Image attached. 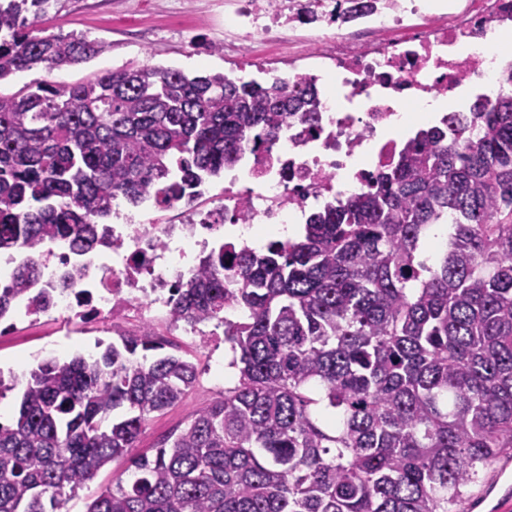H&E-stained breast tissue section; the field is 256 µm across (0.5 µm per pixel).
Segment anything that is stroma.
<instances>
[{"label":"stroma","instance_id":"obj_1","mask_svg":"<svg viewBox=\"0 0 512 512\" xmlns=\"http://www.w3.org/2000/svg\"><path fill=\"white\" fill-rule=\"evenodd\" d=\"M225 0H59L57 11L39 20L37 34L76 32L91 40L107 42V50L92 60L61 69L37 68L0 82V94L9 96L35 81L68 85L94 78L106 71L129 66H163L187 73L221 72L225 69V44H248L254 64L287 56V47L271 48L261 41H244L224 24ZM109 332L71 335L60 342L51 320L22 326L11 339L0 342V362L24 359L25 369L42 360L67 361L77 355H98L110 343ZM180 356L193 361L199 371L195 385L163 413L152 414L143 427L136 453L151 452L172 432L181 430L204 407L224 394V385L236 373L231 348L216 352L210 343L193 340L181 345ZM128 458L114 460L101 469L86 487L67 501L60 512H86V504L118 478L131 479Z\"/></svg>","mask_w":512,"mask_h":512}]
</instances>
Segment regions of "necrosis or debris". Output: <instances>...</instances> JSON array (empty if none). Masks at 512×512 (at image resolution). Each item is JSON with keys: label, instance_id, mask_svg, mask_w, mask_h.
<instances>
[{"label": "necrosis or debris", "instance_id": "1", "mask_svg": "<svg viewBox=\"0 0 512 512\" xmlns=\"http://www.w3.org/2000/svg\"><path fill=\"white\" fill-rule=\"evenodd\" d=\"M231 21L244 37L268 43L296 41L306 32L309 55L289 54L274 81L331 83L321 96V124L309 130L292 120L269 149L246 153L248 178L230 177L222 191L199 201L172 203L165 224L145 218L109 227L112 245L99 255L73 252L69 240L42 246L46 282L71 266L78 279L58 290L48 309L30 305L31 322L43 314L64 324L131 323L169 313V297L191 276L173 247L204 252L220 237L246 246L242 228L292 224L320 202L366 191L372 176L395 163L408 134L391 130L393 116L468 83L480 85L485 103L512 93V52L499 38L512 30V0H229Z\"/></svg>", "mask_w": 512, "mask_h": 512}]
</instances>
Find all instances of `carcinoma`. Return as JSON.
Returning a JSON list of instances; mask_svg holds the SVG:
<instances>
[{"instance_id":"1","label":"carcinoma","mask_w":512,"mask_h":512,"mask_svg":"<svg viewBox=\"0 0 512 512\" xmlns=\"http://www.w3.org/2000/svg\"><path fill=\"white\" fill-rule=\"evenodd\" d=\"M58 2L0 0V80L106 50L33 34ZM318 105L306 80L160 66L0 96V251L107 245L100 224L118 199L190 196L289 120L317 129ZM470 126L467 139L420 129L370 189L310 212L297 239L202 258L171 317L224 326L237 379L153 458L130 452L198 367L162 353L151 327L31 370L14 423L0 424V512H59L127 455L133 478L86 512H461L512 458V95L474 103ZM434 224L448 240L428 265ZM231 274L243 287H226ZM52 292L32 260L0 289V317Z\"/></svg>"}]
</instances>
